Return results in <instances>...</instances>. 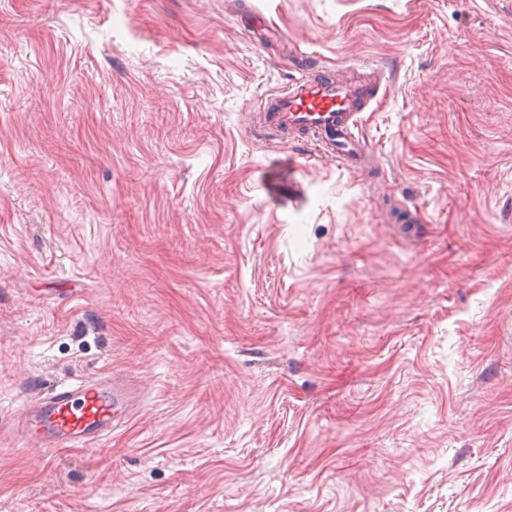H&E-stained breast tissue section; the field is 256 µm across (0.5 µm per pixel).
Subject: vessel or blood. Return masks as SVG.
<instances>
[{"mask_svg": "<svg viewBox=\"0 0 512 512\" xmlns=\"http://www.w3.org/2000/svg\"><path fill=\"white\" fill-rule=\"evenodd\" d=\"M373 99L365 80L341 83L302 72L252 113L248 128L273 132L282 141L311 138L322 156L362 173L370 167V149L356 130ZM131 391L114 378L85 376L25 404L24 437L33 447L82 448L98 452L102 441L125 423Z\"/></svg>", "mask_w": 512, "mask_h": 512, "instance_id": "obj_1", "label": "vessel or blood"}]
</instances>
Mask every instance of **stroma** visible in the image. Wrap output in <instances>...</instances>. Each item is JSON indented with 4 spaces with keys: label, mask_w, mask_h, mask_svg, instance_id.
I'll list each match as a JSON object with an SVG mask.
<instances>
[{
    "label": "stroma",
    "mask_w": 512,
    "mask_h": 512,
    "mask_svg": "<svg viewBox=\"0 0 512 512\" xmlns=\"http://www.w3.org/2000/svg\"><path fill=\"white\" fill-rule=\"evenodd\" d=\"M300 59L369 171L247 132ZM0 512H512V0H0ZM131 390L115 378L83 376L24 403V437L35 449L83 448L106 454L101 442L126 422Z\"/></svg>",
    "instance_id": "1"
}]
</instances>
